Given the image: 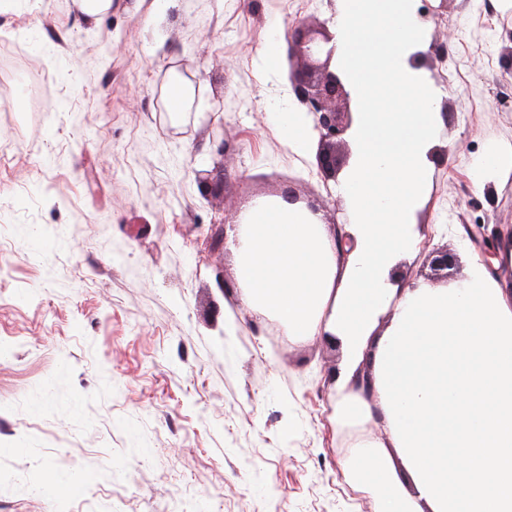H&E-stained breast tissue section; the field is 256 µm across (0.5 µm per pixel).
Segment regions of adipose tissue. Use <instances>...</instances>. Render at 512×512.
Returning a JSON list of instances; mask_svg holds the SVG:
<instances>
[{"mask_svg": "<svg viewBox=\"0 0 512 512\" xmlns=\"http://www.w3.org/2000/svg\"><path fill=\"white\" fill-rule=\"evenodd\" d=\"M335 33L361 107L354 165L337 188L356 219L337 227L256 202L227 240L237 299L289 335L336 344L335 421L382 426L343 462L379 512H512V236L446 283L393 278L419 252L412 211L441 124L436 92L408 63L425 28L412 0H339ZM393 98L413 111L389 110ZM270 121L295 153L311 151L308 113Z\"/></svg>", "mask_w": 512, "mask_h": 512, "instance_id": "adipose-tissue-1", "label": "adipose tissue"}]
</instances>
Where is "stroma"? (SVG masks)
Here are the masks:
<instances>
[{"mask_svg": "<svg viewBox=\"0 0 512 512\" xmlns=\"http://www.w3.org/2000/svg\"><path fill=\"white\" fill-rule=\"evenodd\" d=\"M338 0H0V512H376L342 468L332 396L339 351L247 308L212 225L236 224L292 185L325 222L350 223L336 181L269 121L302 111L288 63L257 68L269 17L334 26ZM443 116L417 211L424 239L402 269L430 278L455 225L512 232V175L478 186L474 159L512 145V0H450L420 46ZM91 59L90 74L68 59ZM193 77L167 109L179 64ZM223 122L226 179L209 122ZM73 487L36 493L54 473ZM211 142L213 152L216 156L213 168L198 177V182L205 193L212 192L222 188L224 179V124L211 125Z\"/></svg>", "mask_w": 512, "mask_h": 512, "instance_id": "35a3bbf8", "label": "stroma"}]
</instances>
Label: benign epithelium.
<instances>
[{
	"label": "benign epithelium",
	"instance_id": "1",
	"mask_svg": "<svg viewBox=\"0 0 512 512\" xmlns=\"http://www.w3.org/2000/svg\"><path fill=\"white\" fill-rule=\"evenodd\" d=\"M335 35L324 25L309 27L298 25L290 31L288 77L298 100L306 105L316 118L319 135L317 168L326 180L336 179L342 166V155L336 146L344 143V135L351 128V92L342 78L331 70L336 59ZM213 168L198 177L202 190L212 193L223 186L224 179V124L210 127ZM457 266V257L446 248L430 253V268L434 275L448 279Z\"/></svg>",
	"mask_w": 512,
	"mask_h": 512
}]
</instances>
